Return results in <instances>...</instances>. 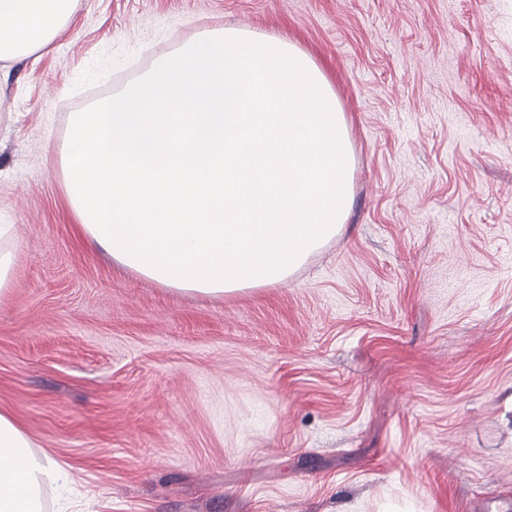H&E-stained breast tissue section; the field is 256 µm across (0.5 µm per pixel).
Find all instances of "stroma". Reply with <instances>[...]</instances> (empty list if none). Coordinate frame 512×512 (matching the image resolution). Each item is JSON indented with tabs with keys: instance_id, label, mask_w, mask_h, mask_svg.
Segmentation results:
<instances>
[{
	"instance_id": "1",
	"label": "stroma",
	"mask_w": 512,
	"mask_h": 512,
	"mask_svg": "<svg viewBox=\"0 0 512 512\" xmlns=\"http://www.w3.org/2000/svg\"><path fill=\"white\" fill-rule=\"evenodd\" d=\"M233 27L329 79L342 230L210 297L81 242L74 113ZM0 413L75 512H512V0H79L0 69Z\"/></svg>"
}]
</instances>
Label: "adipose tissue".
<instances>
[{"label":"adipose tissue","instance_id":"1","mask_svg":"<svg viewBox=\"0 0 512 512\" xmlns=\"http://www.w3.org/2000/svg\"><path fill=\"white\" fill-rule=\"evenodd\" d=\"M78 0H0V63L47 48L74 19ZM65 473L54 458L38 456L10 416L0 413V512H41L43 481Z\"/></svg>","mask_w":512,"mask_h":512}]
</instances>
